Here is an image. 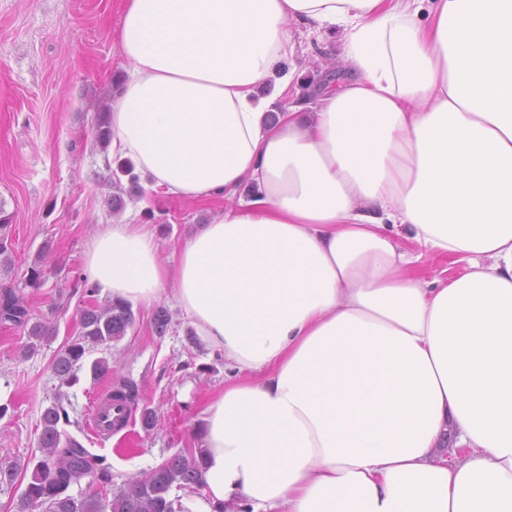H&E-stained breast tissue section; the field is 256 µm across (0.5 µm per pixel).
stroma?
Masks as SVG:
<instances>
[{
    "mask_svg": "<svg viewBox=\"0 0 512 512\" xmlns=\"http://www.w3.org/2000/svg\"><path fill=\"white\" fill-rule=\"evenodd\" d=\"M121 24V0H0V218L13 243L10 262H0V286L21 281L34 264L44 275L23 295L33 319L48 321L54 337L28 351L23 328L0 323V512H14L19 495L41 458V416L56 395L69 414L65 431L91 453L106 457L114 485L139 477L172 455L194 447L193 433L205 401L224 389V358L206 349L183 313L168 298L164 334L153 324L154 308L135 309V323L112 347H90L73 386L63 385L53 362L80 332L83 309L105 305L88 295L85 252L100 225L113 217V195L137 207L151 225L162 254L179 249L196 226L197 205L140 189L116 190L115 167L96 138V102H110L122 75L112 38ZM294 65L301 94L336 80L331 67L335 37L307 26L293 29ZM46 259H38L40 247ZM158 306V307H159ZM107 359L110 374L92 379L89 366ZM129 383L137 396L133 420L96 441L88 433L96 394Z\"/></svg>",
    "mask_w": 512,
    "mask_h": 512,
    "instance_id": "1",
    "label": "stroma"
}]
</instances>
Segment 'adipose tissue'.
<instances>
[{
    "label": "adipose tissue",
    "instance_id": "adipose-tissue-1",
    "mask_svg": "<svg viewBox=\"0 0 512 512\" xmlns=\"http://www.w3.org/2000/svg\"><path fill=\"white\" fill-rule=\"evenodd\" d=\"M294 22L339 38L311 101ZM115 43L111 157L208 217L165 258L127 211L86 268L235 373L186 512H512V0H123ZM420 274L427 279L434 277L448 278L454 275L459 269L457 265H451L449 261L432 257H423L416 264Z\"/></svg>",
    "mask_w": 512,
    "mask_h": 512
}]
</instances>
